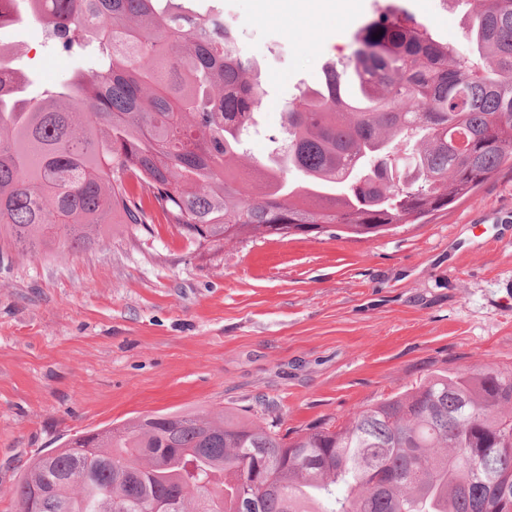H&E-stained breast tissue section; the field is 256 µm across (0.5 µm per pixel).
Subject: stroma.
I'll return each mask as SVG.
<instances>
[{
  "label": "stroma",
  "mask_w": 512,
  "mask_h": 512,
  "mask_svg": "<svg viewBox=\"0 0 512 512\" xmlns=\"http://www.w3.org/2000/svg\"><path fill=\"white\" fill-rule=\"evenodd\" d=\"M221 0L266 57L260 160L280 101L317 86L376 5L413 12L456 49L470 4L440 0ZM39 93L77 65L41 28L0 30ZM512 371V168L420 224L348 238H237L202 251L175 225L116 224L98 245L0 255V512L29 459L66 437L160 410L342 422L433 371Z\"/></svg>",
  "instance_id": "1"
}]
</instances>
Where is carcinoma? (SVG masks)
Instances as JSON below:
<instances>
[{
  "mask_svg": "<svg viewBox=\"0 0 512 512\" xmlns=\"http://www.w3.org/2000/svg\"><path fill=\"white\" fill-rule=\"evenodd\" d=\"M88 62L35 95L0 42V250L75 251L114 219L161 216L196 248L280 225L370 237L448 209L512 163V0H482L462 55L393 9L318 89L282 104L252 172L236 162L266 96L224 12L185 0H0ZM379 38H374V34ZM512 372L437 371L344 423L136 416L36 454L19 512H504Z\"/></svg>",
  "mask_w": 512,
  "mask_h": 512,
  "instance_id": "obj_1",
  "label": "carcinoma"
}]
</instances>
